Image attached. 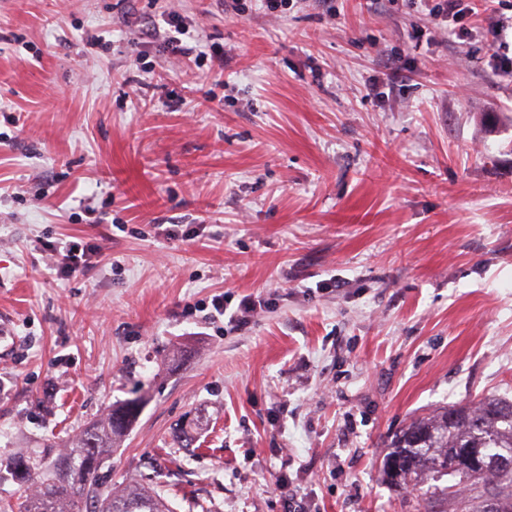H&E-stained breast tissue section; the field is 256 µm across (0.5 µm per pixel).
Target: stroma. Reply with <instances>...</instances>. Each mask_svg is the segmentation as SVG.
<instances>
[{
    "label": "stroma",
    "instance_id": "1",
    "mask_svg": "<svg viewBox=\"0 0 512 512\" xmlns=\"http://www.w3.org/2000/svg\"><path fill=\"white\" fill-rule=\"evenodd\" d=\"M240 4L0 0V456L137 387L112 483L172 512H442L380 469L413 419L512 398V32ZM171 11L202 64L126 23ZM60 240L102 257L60 276Z\"/></svg>",
    "mask_w": 512,
    "mask_h": 512
}]
</instances>
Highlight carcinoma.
Returning <instances> with one entry per match:
<instances>
[{"label": "carcinoma", "mask_w": 512, "mask_h": 512, "mask_svg": "<svg viewBox=\"0 0 512 512\" xmlns=\"http://www.w3.org/2000/svg\"><path fill=\"white\" fill-rule=\"evenodd\" d=\"M138 392L108 407L77 434L64 451L44 466L39 456L0 459V474L25 488L23 512H171L155 489L117 490L105 468L121 439L139 417ZM383 478L397 488H417L449 476L439 489L455 512H486L485 501H498L499 512H512V400L489 396L475 404L444 407L412 422L388 445Z\"/></svg>", "instance_id": "obj_1"}]
</instances>
